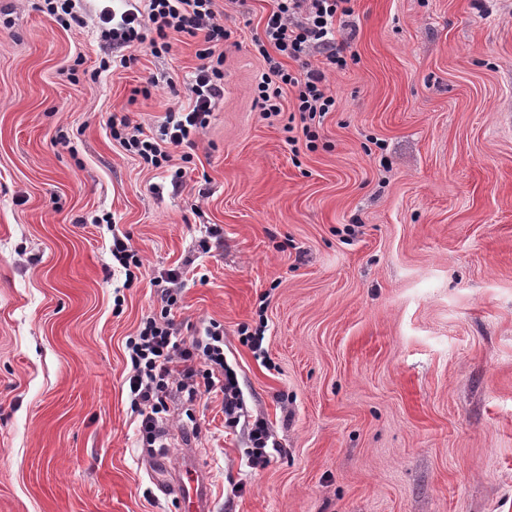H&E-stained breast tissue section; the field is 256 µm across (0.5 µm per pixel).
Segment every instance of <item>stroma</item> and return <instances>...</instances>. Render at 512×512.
Instances as JSON below:
<instances>
[{
    "instance_id": "stroma-1",
    "label": "stroma",
    "mask_w": 512,
    "mask_h": 512,
    "mask_svg": "<svg viewBox=\"0 0 512 512\" xmlns=\"http://www.w3.org/2000/svg\"><path fill=\"white\" fill-rule=\"evenodd\" d=\"M42 5L0 0V512H186L123 386L170 269L171 319L223 325L243 392L233 428L221 394L171 407L166 465L196 449L211 512H512V0H354L336 109L308 125L291 89L257 102L273 0H217L224 98L162 169L106 121L158 136L198 39L104 70L103 0L69 27ZM129 241V237L125 234L120 236L118 233H113L112 235L111 255L125 269L126 281L136 277L131 271L132 266L140 269L143 265L138 253L132 249ZM250 448L248 462L253 469L264 468L270 460L269 440L271 438L268 423L256 417L248 431Z\"/></svg>"
}]
</instances>
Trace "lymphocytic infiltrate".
<instances>
[{
	"mask_svg": "<svg viewBox=\"0 0 512 512\" xmlns=\"http://www.w3.org/2000/svg\"><path fill=\"white\" fill-rule=\"evenodd\" d=\"M352 13L351 0H276L264 34L256 42L267 65L258 86L263 111L279 113L287 87L295 93L297 112L313 118L335 109L336 97L327 73L347 65L336 46L337 24ZM100 19L103 35L119 47L147 42L168 50L177 37L186 35L201 44L188 87L189 109L167 116L160 140L132 126L125 114L113 113L107 119L114 138L127 151L162 168L172 150L193 145L216 102L224 97V55L217 50L227 37L224 15L217 10L216 0H146L145 6L135 5L119 14L104 9ZM288 59L298 63V70L285 67ZM179 279V272L173 269L156 277V284L162 287L164 316L144 321L136 336L126 342L131 364L125 379L130 406L139 417L141 440L150 447L162 435L173 393L184 394L190 403L205 394L222 393L224 422L229 427L237 424L241 410L237 375L224 363L221 325L211 324L204 336L188 340L169 317L180 295Z\"/></svg>",
	"mask_w": 512,
	"mask_h": 512,
	"instance_id": "lymphocytic-infiltrate-1",
	"label": "lymphocytic infiltrate"
}]
</instances>
